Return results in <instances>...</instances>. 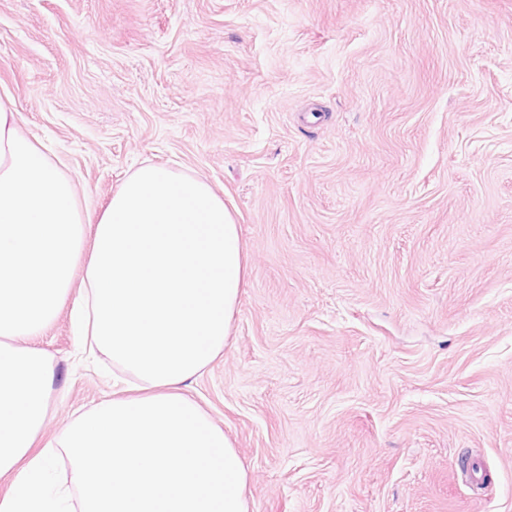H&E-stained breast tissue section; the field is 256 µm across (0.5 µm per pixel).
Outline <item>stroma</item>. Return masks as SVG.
I'll list each match as a JSON object with an SVG mask.
<instances>
[{
  "label": "stroma",
  "mask_w": 512,
  "mask_h": 512,
  "mask_svg": "<svg viewBox=\"0 0 512 512\" xmlns=\"http://www.w3.org/2000/svg\"><path fill=\"white\" fill-rule=\"evenodd\" d=\"M90 209L208 181L248 285L192 395L249 512H512V0H0V90ZM51 439L111 397L62 307Z\"/></svg>",
  "instance_id": "obj_1"
}]
</instances>
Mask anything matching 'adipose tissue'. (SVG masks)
Here are the masks:
<instances>
[{"instance_id":"ef3b65f1","label":"adipose tissue","mask_w":512,"mask_h":512,"mask_svg":"<svg viewBox=\"0 0 512 512\" xmlns=\"http://www.w3.org/2000/svg\"><path fill=\"white\" fill-rule=\"evenodd\" d=\"M248 276L239 226L204 179L146 164L90 211L0 98V512H249L243 460L190 394ZM71 298L85 342L133 392L42 449L55 372L30 339ZM53 448L71 466L59 481Z\"/></svg>"}]
</instances>
